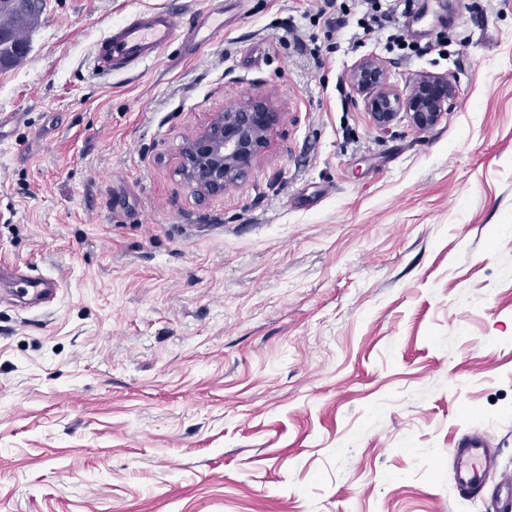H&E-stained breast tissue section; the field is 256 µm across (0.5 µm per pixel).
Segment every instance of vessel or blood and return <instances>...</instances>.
<instances>
[{
	"label": "vessel or blood",
	"mask_w": 512,
	"mask_h": 512,
	"mask_svg": "<svg viewBox=\"0 0 512 512\" xmlns=\"http://www.w3.org/2000/svg\"><path fill=\"white\" fill-rule=\"evenodd\" d=\"M224 34L223 0H210L197 10L195 20L184 24L168 11H137L113 24L90 57V68L109 76L133 68H146L158 60L161 51L182 43L188 52L200 54ZM495 462L494 451L478 432L461 435L448 451L455 487L460 495L489 498L491 512H512V474H501L495 486H488L487 474Z\"/></svg>",
	"instance_id": "obj_1"
}]
</instances>
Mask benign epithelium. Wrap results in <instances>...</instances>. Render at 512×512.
Returning a JSON list of instances; mask_svg holds the SVG:
<instances>
[{"mask_svg":"<svg viewBox=\"0 0 512 512\" xmlns=\"http://www.w3.org/2000/svg\"><path fill=\"white\" fill-rule=\"evenodd\" d=\"M436 81L435 76H421L399 89L389 83L387 71L376 57L362 59L351 73L353 86L367 93V109L374 125L383 131L401 113L409 115L421 130L435 125L455 95L450 87L440 96L424 92L426 85ZM280 116L268 96L256 94L239 107L215 113L200 132L188 138L181 174L195 195L204 200L245 179L267 147Z\"/></svg>","mask_w":512,"mask_h":512,"instance_id":"7a95c632","label":"benign epithelium"}]
</instances>
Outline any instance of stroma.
<instances>
[{
  "instance_id": "stroma-1",
  "label": "stroma",
  "mask_w": 512,
  "mask_h": 512,
  "mask_svg": "<svg viewBox=\"0 0 512 512\" xmlns=\"http://www.w3.org/2000/svg\"><path fill=\"white\" fill-rule=\"evenodd\" d=\"M196 2L43 0L0 64V265L58 284L0 287V512H486L447 450L479 431L512 471V0L426 55L236 0L205 56L91 74L113 23ZM368 56L455 75L449 111L377 129ZM258 93L268 148L198 200L185 140Z\"/></svg>"
}]
</instances>
